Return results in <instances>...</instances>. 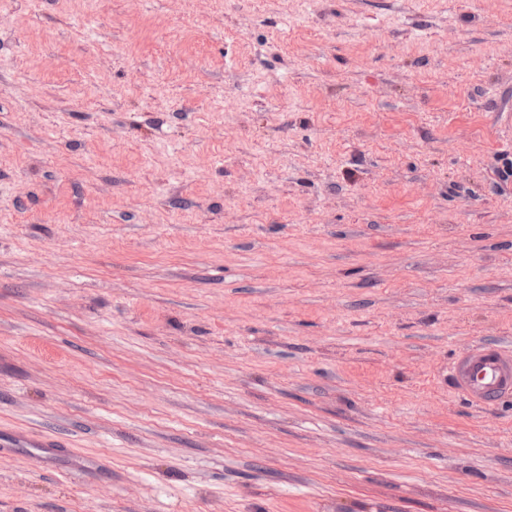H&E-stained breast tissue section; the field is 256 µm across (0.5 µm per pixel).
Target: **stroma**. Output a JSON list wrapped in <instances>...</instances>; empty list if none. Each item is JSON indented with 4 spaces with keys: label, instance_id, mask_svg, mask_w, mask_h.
<instances>
[{
    "label": "stroma",
    "instance_id": "1",
    "mask_svg": "<svg viewBox=\"0 0 512 512\" xmlns=\"http://www.w3.org/2000/svg\"><path fill=\"white\" fill-rule=\"evenodd\" d=\"M512 0H0V512H512ZM455 391L473 404L490 407L512 397V354L497 345L477 344L451 368Z\"/></svg>",
    "mask_w": 512,
    "mask_h": 512
}]
</instances>
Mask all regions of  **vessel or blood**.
<instances>
[{
    "mask_svg": "<svg viewBox=\"0 0 512 512\" xmlns=\"http://www.w3.org/2000/svg\"><path fill=\"white\" fill-rule=\"evenodd\" d=\"M455 391L471 403L490 407L512 397V353L496 345L478 344L451 368Z\"/></svg>",
    "mask_w": 512,
    "mask_h": 512,
    "instance_id": "vessel-or-blood-1",
    "label": "vessel or blood"
}]
</instances>
